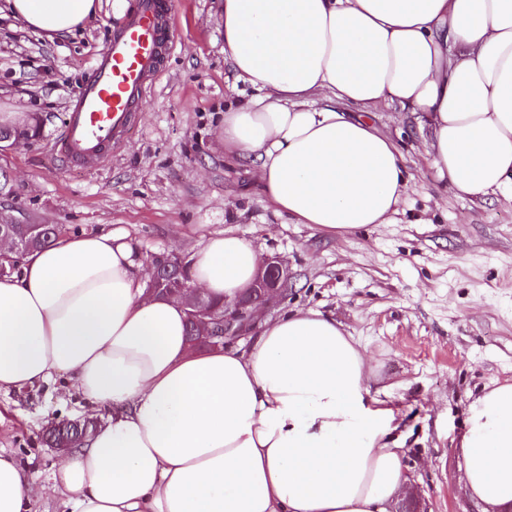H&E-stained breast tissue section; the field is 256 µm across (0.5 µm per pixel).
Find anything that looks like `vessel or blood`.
Here are the masks:
<instances>
[{"label":"vessel or blood","mask_w":512,"mask_h":512,"mask_svg":"<svg viewBox=\"0 0 512 512\" xmlns=\"http://www.w3.org/2000/svg\"><path fill=\"white\" fill-rule=\"evenodd\" d=\"M174 7L175 0H138L123 27L113 34L56 140V156L62 164L98 166L112 147L124 142L137 112L146 105L163 51L174 44L168 27Z\"/></svg>","instance_id":"b4317fda"}]
</instances>
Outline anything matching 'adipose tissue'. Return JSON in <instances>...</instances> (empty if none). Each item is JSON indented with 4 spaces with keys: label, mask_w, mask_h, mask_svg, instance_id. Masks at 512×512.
Wrapping results in <instances>:
<instances>
[{
    "label": "adipose tissue",
    "mask_w": 512,
    "mask_h": 512,
    "mask_svg": "<svg viewBox=\"0 0 512 512\" xmlns=\"http://www.w3.org/2000/svg\"><path fill=\"white\" fill-rule=\"evenodd\" d=\"M47 35L100 0H7ZM224 59L257 90L224 113V147L259 162L299 224H389L410 185L373 110L415 115L433 177L512 201V0H224ZM259 257L211 235L190 283L235 301ZM146 264L109 232L57 239L0 278V390L63 382L100 426L51 486L0 449V512L64 496L69 512H389L406 488L399 422L370 399L365 350L322 312L260 320L248 349H200L187 307L146 294ZM466 494L512 512V383L470 408Z\"/></svg>",
    "instance_id": "1"
}]
</instances>
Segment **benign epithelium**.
I'll return each instance as SVG.
<instances>
[{"instance_id": "benign-epithelium-1", "label": "benign epithelium", "mask_w": 512, "mask_h": 512, "mask_svg": "<svg viewBox=\"0 0 512 512\" xmlns=\"http://www.w3.org/2000/svg\"><path fill=\"white\" fill-rule=\"evenodd\" d=\"M152 274L147 282L148 292H158L169 297H184L188 292L195 296L194 303L187 304V315L206 330L207 342L213 347L229 345L257 327V313L274 307L288 293L291 272L288 265L278 257H269L258 268L254 279L238 299L224 305L223 318L214 326L215 312L208 309L203 293L191 288L189 277L180 280L163 281L164 265L157 259L151 261ZM391 512H427L417 496L410 495L396 500Z\"/></svg>"}]
</instances>
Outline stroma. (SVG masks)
Instances as JSON below:
<instances>
[{
    "mask_svg": "<svg viewBox=\"0 0 512 512\" xmlns=\"http://www.w3.org/2000/svg\"><path fill=\"white\" fill-rule=\"evenodd\" d=\"M134 4L101 0L95 19L54 40L0 12V120L43 119L37 140L0 151V218L106 230L146 260L191 261L224 230L281 257L294 278L280 309L320 310L366 347L370 394L400 414L405 474L428 512H476L459 486V442L476 398L512 383V202L437 183L414 118L384 107L377 121L412 177L394 223L332 235L277 212L257 160L224 153V108L252 89L224 60L223 0H177L173 47L130 138L96 169L63 166L52 149L65 114ZM84 417L56 383L1 392L0 448L49 482L57 452L43 429Z\"/></svg>",
    "mask_w": 512,
    "mask_h": 512,
    "instance_id": "1",
    "label": "stroma"
}]
</instances>
